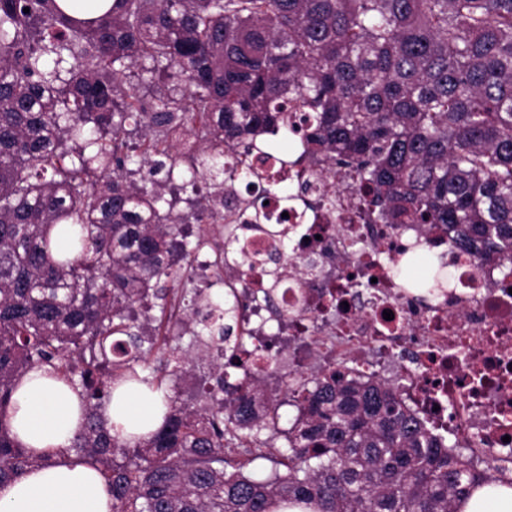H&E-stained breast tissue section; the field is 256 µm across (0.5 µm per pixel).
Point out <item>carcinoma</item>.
Listing matches in <instances>:
<instances>
[{
	"label": "carcinoma",
	"mask_w": 512,
	"mask_h": 512,
	"mask_svg": "<svg viewBox=\"0 0 512 512\" xmlns=\"http://www.w3.org/2000/svg\"><path fill=\"white\" fill-rule=\"evenodd\" d=\"M29 12H24V8ZM58 0H0V412L50 366L85 401L70 451L106 476L114 512H456L508 484L433 435L398 389L332 367L290 381L297 415L261 383L280 352L236 334L255 296L201 297L176 270L195 247L218 270L240 248L235 202L270 139L349 169L373 224H444L460 253L512 279V0H113L92 18ZM194 194L173 212L171 171ZM274 176L250 195L285 197ZM298 197L335 205L312 183ZM224 220L210 239L184 225ZM419 254L398 265L423 295L444 287ZM190 298L195 342L217 358L210 402L167 396L161 428L130 446L99 413L119 382L163 388L138 367L171 345ZM268 431L265 439L261 431ZM288 452L265 480L247 472ZM44 464L0 420V484Z\"/></svg>",
	"instance_id": "1"
}]
</instances>
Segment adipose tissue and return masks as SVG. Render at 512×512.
<instances>
[{
    "mask_svg": "<svg viewBox=\"0 0 512 512\" xmlns=\"http://www.w3.org/2000/svg\"><path fill=\"white\" fill-rule=\"evenodd\" d=\"M164 399L145 383L120 387L101 408L110 435L132 443L157 431ZM83 416L81 396L62 375L42 367L22 377L0 418L44 464L0 485V512H112L107 480L69 451Z\"/></svg>",
    "mask_w": 512,
    "mask_h": 512,
    "instance_id": "obj_1",
    "label": "adipose tissue"
}]
</instances>
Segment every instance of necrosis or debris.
<instances>
[{"label": "necrosis or debris", "mask_w": 512, "mask_h": 512, "mask_svg": "<svg viewBox=\"0 0 512 512\" xmlns=\"http://www.w3.org/2000/svg\"><path fill=\"white\" fill-rule=\"evenodd\" d=\"M312 180L320 192L335 187L336 209L271 202L267 223L293 231L277 277L249 260L227 275L242 289L277 291L275 307L258 301L244 311L245 336L255 347L287 350L293 373L313 361L345 366L360 380L399 372L404 401L433 434L511 469L512 284L496 264L462 257L453 263L454 287L422 301L402 286L395 265L418 241L453 252L444 226L363 223L344 178Z\"/></svg>", "instance_id": "necrosis-or-debris-1"}]
</instances>
